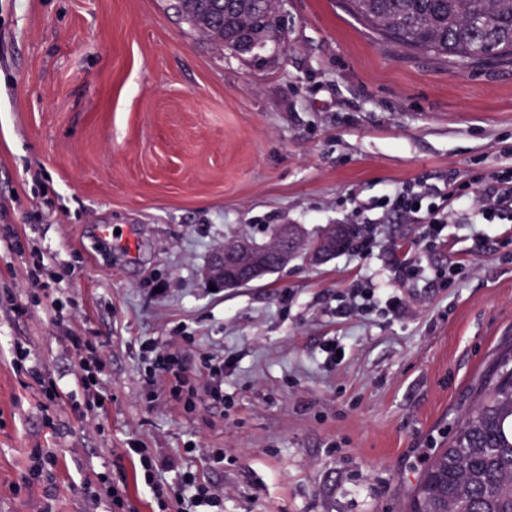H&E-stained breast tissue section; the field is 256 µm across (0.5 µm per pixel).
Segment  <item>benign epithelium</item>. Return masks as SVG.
<instances>
[{"label": "benign epithelium", "instance_id": "benign-epithelium-1", "mask_svg": "<svg viewBox=\"0 0 512 512\" xmlns=\"http://www.w3.org/2000/svg\"><path fill=\"white\" fill-rule=\"evenodd\" d=\"M277 233L283 246L272 259L247 237L224 240V244L201 270L204 284L217 288L228 285L240 287L262 279L269 265L283 269L300 254H305L316 262L322 259L318 246L312 244L298 225L280 224L277 226Z\"/></svg>", "mask_w": 512, "mask_h": 512}]
</instances>
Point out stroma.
<instances>
[{
  "label": "stroma",
  "instance_id": "obj_1",
  "mask_svg": "<svg viewBox=\"0 0 512 512\" xmlns=\"http://www.w3.org/2000/svg\"><path fill=\"white\" fill-rule=\"evenodd\" d=\"M283 9L288 41L258 64L190 36L167 0H0V512H109L93 498L108 483L120 512H178L188 472L224 490L198 512H405L512 346V222L481 246L461 215L430 247L373 207L407 181L476 189L512 167V63L437 64L336 0ZM359 202L367 254L242 288L199 278L226 238L313 239ZM476 246L457 286L434 283ZM404 252L424 266L406 284ZM360 283L403 311L336 315ZM76 337L106 351L92 412ZM158 352L182 359L192 401L146 385ZM207 360L230 366L223 402Z\"/></svg>",
  "mask_w": 512,
  "mask_h": 512
}]
</instances>
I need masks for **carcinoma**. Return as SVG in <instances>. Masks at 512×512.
Here are the masks:
<instances>
[{
    "instance_id": "1",
    "label": "carcinoma",
    "mask_w": 512,
    "mask_h": 512,
    "mask_svg": "<svg viewBox=\"0 0 512 512\" xmlns=\"http://www.w3.org/2000/svg\"><path fill=\"white\" fill-rule=\"evenodd\" d=\"M281 0H172L196 38L257 56L287 43ZM376 39L457 68L512 59V0H339ZM410 512H512V349L495 357Z\"/></svg>"
}]
</instances>
